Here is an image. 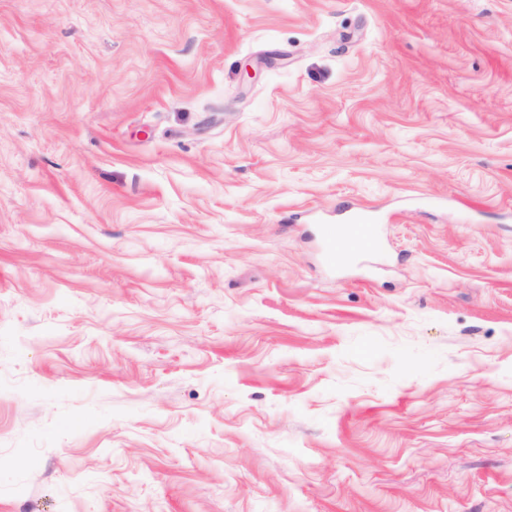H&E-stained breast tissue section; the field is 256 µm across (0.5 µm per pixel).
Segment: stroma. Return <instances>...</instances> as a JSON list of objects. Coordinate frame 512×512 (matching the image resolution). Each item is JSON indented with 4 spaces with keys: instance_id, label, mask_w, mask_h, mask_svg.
Here are the masks:
<instances>
[{
    "instance_id": "35a3bbf8",
    "label": "stroma",
    "mask_w": 512,
    "mask_h": 512,
    "mask_svg": "<svg viewBox=\"0 0 512 512\" xmlns=\"http://www.w3.org/2000/svg\"><path fill=\"white\" fill-rule=\"evenodd\" d=\"M0 512H512V0H0ZM325 259L330 266L343 265L358 253H375L381 248L376 224H327L323 229Z\"/></svg>"
}]
</instances>
